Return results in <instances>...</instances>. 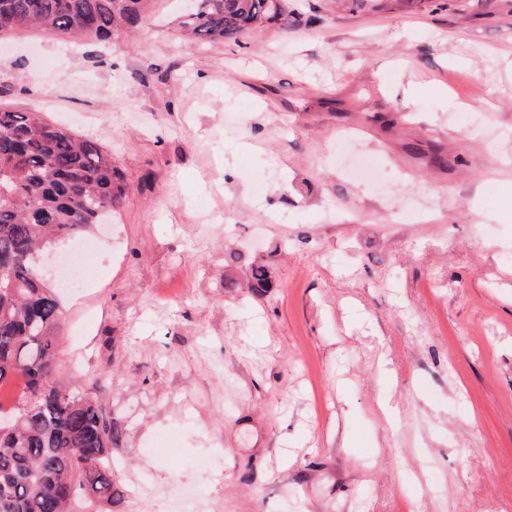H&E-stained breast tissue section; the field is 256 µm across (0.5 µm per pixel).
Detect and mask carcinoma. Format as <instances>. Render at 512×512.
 Returning a JSON list of instances; mask_svg holds the SVG:
<instances>
[{
  "mask_svg": "<svg viewBox=\"0 0 512 512\" xmlns=\"http://www.w3.org/2000/svg\"><path fill=\"white\" fill-rule=\"evenodd\" d=\"M151 0H0V41L30 30L105 41L143 26ZM288 19L285 0H195L178 27L201 42H240ZM128 194L96 141L35 112L0 108V385L26 382L21 407L0 410V512H80L112 503L116 422L61 380L60 300L38 274L41 253L88 232ZM245 287L263 296L272 268L252 263Z\"/></svg>",
  "mask_w": 512,
  "mask_h": 512,
  "instance_id": "obj_1",
  "label": "carcinoma"
}]
</instances>
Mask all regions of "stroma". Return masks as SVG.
<instances>
[{
	"mask_svg": "<svg viewBox=\"0 0 512 512\" xmlns=\"http://www.w3.org/2000/svg\"><path fill=\"white\" fill-rule=\"evenodd\" d=\"M288 9L0 44V106L129 188L59 246L97 270L57 357L120 430L107 512H512V0ZM229 255L275 288L225 292ZM285 0H196L178 27L201 42L239 43L252 29L287 20Z\"/></svg>",
	"mask_w": 512,
	"mask_h": 512,
	"instance_id": "stroma-1",
	"label": "stroma"
}]
</instances>
